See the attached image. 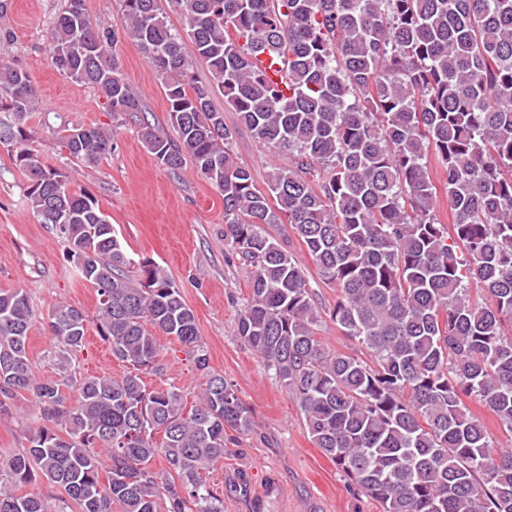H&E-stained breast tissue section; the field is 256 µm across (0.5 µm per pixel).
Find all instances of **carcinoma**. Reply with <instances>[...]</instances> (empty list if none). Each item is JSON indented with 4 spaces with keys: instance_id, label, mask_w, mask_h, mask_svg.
<instances>
[{
    "instance_id": "carcinoma-1",
    "label": "carcinoma",
    "mask_w": 512,
    "mask_h": 512,
    "mask_svg": "<svg viewBox=\"0 0 512 512\" xmlns=\"http://www.w3.org/2000/svg\"><path fill=\"white\" fill-rule=\"evenodd\" d=\"M169 3L186 28L169 23L162 0H122L111 30L67 0L45 51L60 73L100 89L114 114L145 111L114 42L147 55L178 138L142 118L141 140L170 169L190 157L221 191L226 236L253 267L237 336L274 370L310 440L350 485L383 512H512V449L493 453L468 408L483 403L512 433V0ZM7 7L0 0L1 52L13 42ZM263 56L282 65L281 79L259 66ZM217 92L286 160L264 191L235 161ZM37 102L30 74L1 59L9 123L0 130H12L25 197L67 241L97 292L99 335L134 372L37 378L30 297L0 293V415L26 393L42 421L23 453L0 461V512H54L38 493L16 494L39 477L80 512H112L115 502L122 512H224L207 474L251 432V413L209 366L195 314L165 270L149 264L136 283L122 277L131 259L98 200L71 192L29 146L24 120ZM58 143L94 164L115 140L97 127L69 129ZM431 154L445 171L451 224L434 208ZM276 224L291 225L336 289L329 317L351 352L315 336L321 311L305 269L269 231ZM148 324L188 348L205 379L194 405L173 387H144L139 371L157 370L160 351ZM48 329L62 356L83 344L86 319L58 304ZM157 456L163 472L151 468Z\"/></svg>"
}]
</instances>
